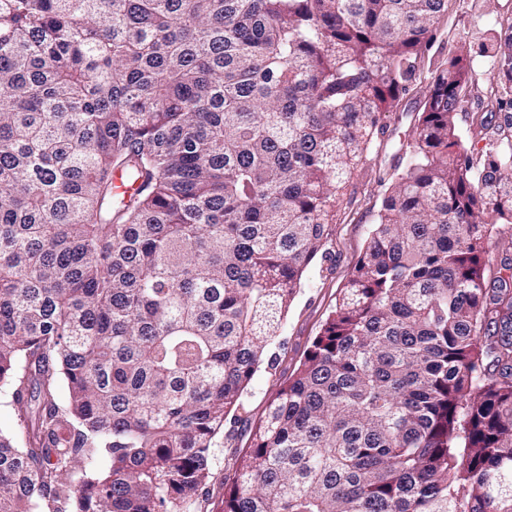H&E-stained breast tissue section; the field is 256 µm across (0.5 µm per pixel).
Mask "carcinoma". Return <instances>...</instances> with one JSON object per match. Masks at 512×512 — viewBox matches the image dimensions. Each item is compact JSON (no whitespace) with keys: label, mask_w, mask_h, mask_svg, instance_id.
Here are the masks:
<instances>
[{"label":"carcinoma","mask_w":512,"mask_h":512,"mask_svg":"<svg viewBox=\"0 0 512 512\" xmlns=\"http://www.w3.org/2000/svg\"><path fill=\"white\" fill-rule=\"evenodd\" d=\"M448 0H0V512H197ZM435 72L223 512H512V17ZM137 183L114 193L113 175ZM66 389L60 400V389Z\"/></svg>","instance_id":"carcinoma-1"}]
</instances>
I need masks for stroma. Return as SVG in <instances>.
<instances>
[{
	"label": "stroma",
	"mask_w": 512,
	"mask_h": 512,
	"mask_svg": "<svg viewBox=\"0 0 512 512\" xmlns=\"http://www.w3.org/2000/svg\"><path fill=\"white\" fill-rule=\"evenodd\" d=\"M506 16H512V0H477L472 8L466 0H450L448 13L426 54L428 71L467 48L468 32L494 25ZM469 56V88L462 104L463 114L458 118L459 134L467 145L479 143L484 136L483 130L471 124L467 115L480 107L490 77L488 59L475 50H470ZM428 71L389 112L382 114L380 124L384 132L375 136L362 170L345 191L327 255L316 257L308 266L304 284L288 311L282 331L267 349L266 363L254 375L241 406L224 423V433L210 464L211 477L200 494L199 512H222L224 485L235 477L237 455L250 446L254 426L264 415L280 382L298 367L334 309L366 245L381 204L385 191L381 178L400 172L410 159L409 144L415 120L423 110L431 85Z\"/></svg>",
	"instance_id": "35a3bbf8"
}]
</instances>
